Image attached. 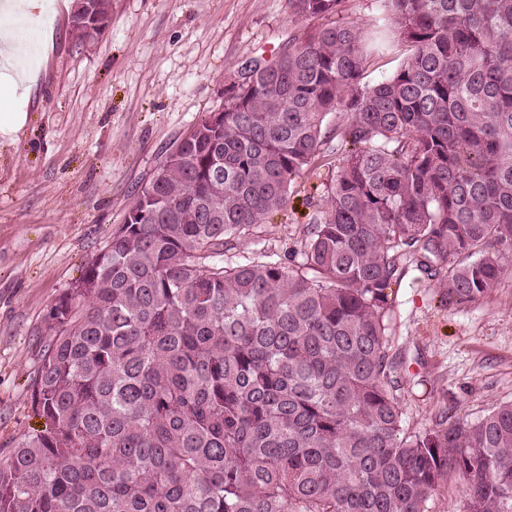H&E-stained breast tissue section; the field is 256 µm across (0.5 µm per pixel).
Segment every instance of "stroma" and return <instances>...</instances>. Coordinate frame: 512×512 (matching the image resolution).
<instances>
[{
    "label": "stroma",
    "mask_w": 512,
    "mask_h": 512,
    "mask_svg": "<svg viewBox=\"0 0 512 512\" xmlns=\"http://www.w3.org/2000/svg\"><path fill=\"white\" fill-rule=\"evenodd\" d=\"M73 0H43L16 32L31 48L25 81L0 78V113L23 126L0 135V461L45 418L30 382L46 314L123 223L172 145L221 111L238 67L274 60L325 25L292 19L288 0H112L108 25L76 43ZM324 155L294 183L284 210L238 241L233 261L300 249L336 172ZM407 271L394 284L393 334L407 356L400 397L411 425L443 408L473 418L512 401V275L458 308Z\"/></svg>",
    "instance_id": "1"
}]
</instances>
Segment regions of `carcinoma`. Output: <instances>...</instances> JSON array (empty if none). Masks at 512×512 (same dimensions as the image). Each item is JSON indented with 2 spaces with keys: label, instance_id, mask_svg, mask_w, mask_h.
Segmentation results:
<instances>
[{
  "label": "carcinoma",
  "instance_id": "obj_1",
  "mask_svg": "<svg viewBox=\"0 0 512 512\" xmlns=\"http://www.w3.org/2000/svg\"><path fill=\"white\" fill-rule=\"evenodd\" d=\"M342 2L288 0L333 21L238 68L50 307L49 428L0 462V512H429L452 474L463 512H512V401L411 426L387 292L407 261L456 306L512 272V0H376L365 30ZM327 150L301 250L224 260Z\"/></svg>",
  "mask_w": 512,
  "mask_h": 512
}]
</instances>
